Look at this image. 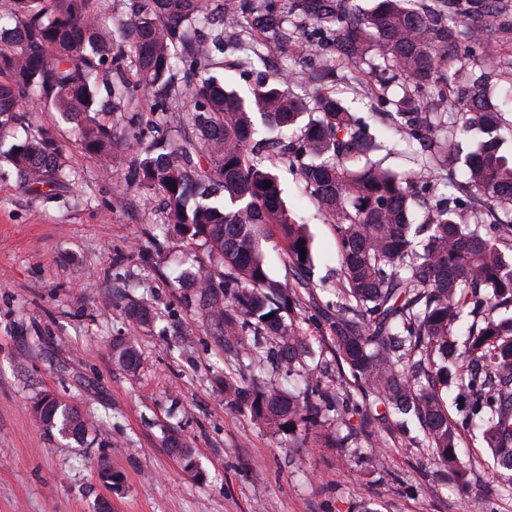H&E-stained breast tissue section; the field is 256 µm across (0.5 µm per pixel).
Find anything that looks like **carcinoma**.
I'll use <instances>...</instances> for the list:
<instances>
[{
  "label": "carcinoma",
  "mask_w": 512,
  "mask_h": 512,
  "mask_svg": "<svg viewBox=\"0 0 512 512\" xmlns=\"http://www.w3.org/2000/svg\"><path fill=\"white\" fill-rule=\"evenodd\" d=\"M502 0H376L359 9L351 0H129L108 28L98 0H10L0 25V129L20 127L24 140L6 152L28 188L55 187L71 176L65 148L46 129L28 125L32 112H56L75 125L82 147L103 165L127 171L126 188L159 194L167 223L184 239L201 241L224 271L226 304L214 271L186 269L179 278L195 288L196 305L224 336V356L239 362L266 354L310 392L275 385L247 387L224 377V401L247 406L251 418L274 433L311 436L318 448H351L364 440L380 448L369 411L404 432L413 447L458 472L459 426L448 417L442 392L456 386L462 422L482 429L488 448L509 472L512 497V119L484 73L465 74L458 111L445 110L448 63L472 44L497 41L493 18ZM250 28L285 39L303 57L336 40L328 72L358 79L363 65L378 71L372 94L398 135L420 144L416 169L397 172L376 159L381 144L349 111L336 83L323 74L299 94L300 79L277 72L244 98L212 74L223 66L224 30ZM191 70L178 81L177 67ZM398 80L402 94L390 97ZM186 99L193 135L181 142L119 137L101 121L108 104H121L139 122L144 106L164 112ZM284 127L298 130L291 154L303 190L336 227L340 256L329 332L336 355V389L322 386L308 365L315 350L296 324L294 310L313 298V254L307 225L285 203L272 157L256 137ZM485 135L463 153L459 137ZM464 165L467 179L452 175ZM445 180L451 193L421 197L419 184ZM272 182L265 188V182ZM421 211V221L413 216ZM278 226L287 243L291 281L268 272L264 228ZM274 314L267 320L265 316ZM126 315L152 327L156 314L133 302ZM470 322L459 340L456 326ZM112 362L128 373L141 363L129 336L110 345ZM32 411L48 433L87 439L82 415L44 395ZM361 417L363 433L321 432L328 413ZM165 445L199 477L195 451L172 431ZM102 481L118 491L122 477L106 461Z\"/></svg>",
  "instance_id": "carcinoma-1"
}]
</instances>
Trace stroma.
I'll list each match as a JSON object with an SVG mask.
<instances>
[{
	"label": "stroma",
	"mask_w": 512,
	"mask_h": 512,
	"mask_svg": "<svg viewBox=\"0 0 512 512\" xmlns=\"http://www.w3.org/2000/svg\"><path fill=\"white\" fill-rule=\"evenodd\" d=\"M292 57L269 47L252 70L224 76L248 94L267 69L308 75L323 56ZM372 75L344 99L382 142L378 158L397 171L413 168L418 143L394 136L383 104L366 91ZM33 127L55 129L66 148L73 182L59 190L22 187L0 156V512H96L110 498L112 512H512L499 499L501 478L480 432H463L458 450L464 474L456 478L406 436L381 448H315L298 437L258 425L247 410L228 407L220 382L224 339L207 327L191 288L176 280L181 261L210 264L201 242L182 239L166 224L156 194L131 192L111 208L123 187L120 172L103 167L80 146L70 125L52 112H35ZM287 204L307 222L314 276L333 278L339 255L336 228L302 190L289 161L274 156ZM303 305L297 323L316 338L323 382L336 384V360L324 325L323 304ZM154 307L152 330L126 317L128 303ZM138 337L141 366L128 374L113 365V337ZM52 394L76 408L94 444L48 434L31 411L33 399ZM187 437L200 476L184 471L164 444L166 430ZM108 458L124 477L110 493L97 472Z\"/></svg>",
	"instance_id": "stroma-1"
}]
</instances>
